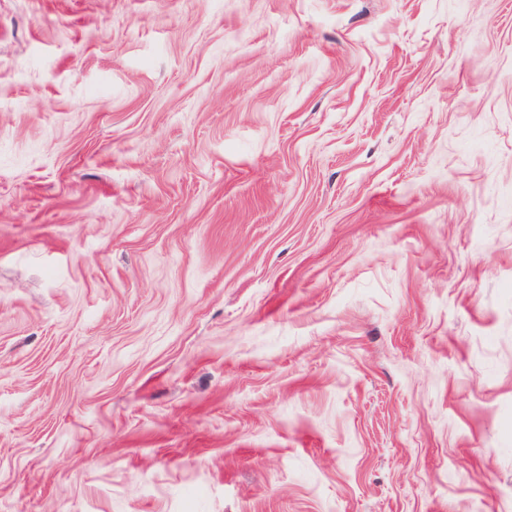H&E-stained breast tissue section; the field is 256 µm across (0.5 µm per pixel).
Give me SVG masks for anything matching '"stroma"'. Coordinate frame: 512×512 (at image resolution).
Here are the masks:
<instances>
[{"label":"stroma","instance_id":"obj_1","mask_svg":"<svg viewBox=\"0 0 512 512\" xmlns=\"http://www.w3.org/2000/svg\"><path fill=\"white\" fill-rule=\"evenodd\" d=\"M0 512H512V0H0Z\"/></svg>","mask_w":512,"mask_h":512}]
</instances>
